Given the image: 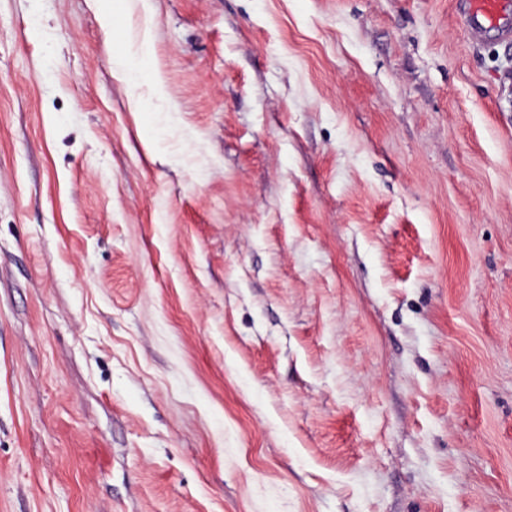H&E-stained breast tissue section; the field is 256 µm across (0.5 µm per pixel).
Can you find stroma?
Returning <instances> with one entry per match:
<instances>
[{"instance_id": "1", "label": "stroma", "mask_w": 512, "mask_h": 512, "mask_svg": "<svg viewBox=\"0 0 512 512\" xmlns=\"http://www.w3.org/2000/svg\"><path fill=\"white\" fill-rule=\"evenodd\" d=\"M456 3L0 0V512H512V43ZM116 71H118V74L124 78L129 77L131 79V75L133 74L137 82H152L153 80L150 64L145 56H141V58L136 62H132L130 60H128L127 62H117Z\"/></svg>"}]
</instances>
